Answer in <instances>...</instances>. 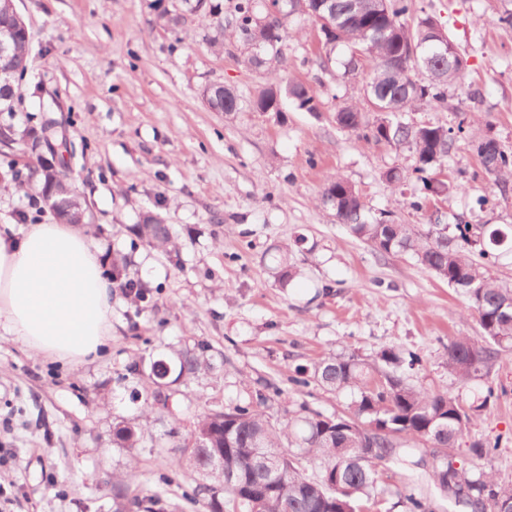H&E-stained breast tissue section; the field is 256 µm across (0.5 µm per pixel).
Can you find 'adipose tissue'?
I'll return each mask as SVG.
<instances>
[{"instance_id": "ef3b65f1", "label": "adipose tissue", "mask_w": 512, "mask_h": 512, "mask_svg": "<svg viewBox=\"0 0 512 512\" xmlns=\"http://www.w3.org/2000/svg\"><path fill=\"white\" fill-rule=\"evenodd\" d=\"M114 285L72 224H34L0 238V335L27 350L81 363L97 357L111 327Z\"/></svg>"}]
</instances>
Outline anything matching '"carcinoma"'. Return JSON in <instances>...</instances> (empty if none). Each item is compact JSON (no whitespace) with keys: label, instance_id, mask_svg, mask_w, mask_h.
<instances>
[{"label":"carcinoma","instance_id":"obj_1","mask_svg":"<svg viewBox=\"0 0 512 512\" xmlns=\"http://www.w3.org/2000/svg\"><path fill=\"white\" fill-rule=\"evenodd\" d=\"M316 0H282L278 12H256V0H238L232 27L238 40L253 50L249 61L263 59L254 50L269 46L282 54L293 16L318 21L315 11L329 16L331 29L317 64L327 69L336 46L349 49L343 76L355 75L360 64L369 63L365 94L377 113L371 119L361 108L344 104L336 110V127L365 142L406 147L413 153V171L424 190L440 196L454 189L452 182L436 179L458 149L465 119L456 126L416 124L403 119L419 105L442 106L450 88L464 84L463 62L448 65L429 40V31L438 26L430 16L415 27L406 21L407 0H387L376 9L372 0H331L330 8L317 9ZM207 14L216 19L213 46L223 44L224 17L221 6L205 3ZM28 41L18 37L12 53L11 79L0 81L3 110H12L14 85L28 65ZM216 107L236 112L240 98L225 88L212 94ZM292 101L303 112L320 111L316 92L309 86L284 82L277 77L252 100L256 112L283 116V100ZM55 121L43 117L26 136L32 145L53 150ZM481 172L498 182L512 177V149L492 137L473 139ZM43 180L37 187L40 199L55 213L61 224H83L86 212L66 174L54 170L53 161L43 159ZM323 201L336 212L339 223L349 233L381 255L412 253L417 261L448 286L465 295L481 329L477 337L459 336L448 343V371L468 384L488 377L494 364L512 353V289L491 278L483 260L512 233L486 224H442L439 220L419 232L412 224H397L382 212L368 216L360 192L349 181L334 177L324 185ZM138 237L149 245L170 253L168 225L147 215L136 225ZM123 258L112 262V281L135 301L150 297L146 283L127 277ZM208 347L178 353L170 367L174 381L188 379L211 368ZM419 362L413 352L403 356L384 350L379 361L367 363L353 356L326 357L314 364L312 372L302 369L292 379L296 386L315 382L330 392L351 391L355 395L350 410L326 416L302 403L287 422L274 424L264 412L270 395L280 389L264 382L248 402L211 409L196 417L193 431L178 445L176 464L189 467L202 476L191 500L201 497L208 512H437L433 494L422 486L429 477L437 493L459 512H501L512 500V485L499 483L493 463L498 443L477 440L470 444V455L481 467L470 470L455 466L448 450L464 438L474 417L495 396L486 391L469 405L446 391H432L407 383L397 368ZM144 430L130 421L113 428V441L121 448H134ZM263 449L280 455L279 472L271 475L254 461ZM224 458V469L210 466L212 457ZM400 471L403 488L395 491L397 501L388 503L380 487L382 476ZM165 512L161 495L147 499L131 497L126 479L112 485V512Z\"/></svg>","mask_w":512,"mask_h":512}]
</instances>
